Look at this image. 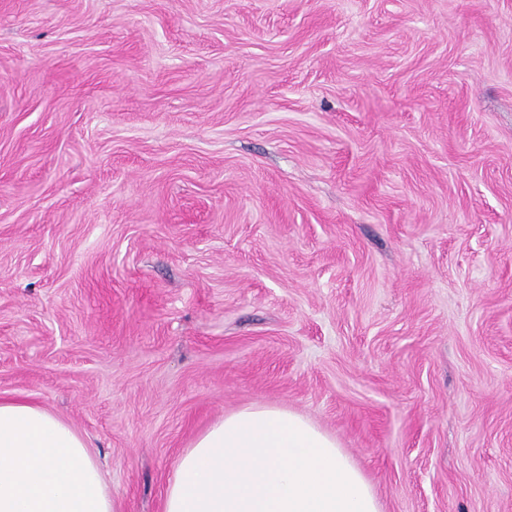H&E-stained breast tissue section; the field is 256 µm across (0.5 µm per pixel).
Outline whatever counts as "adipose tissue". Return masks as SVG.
<instances>
[{
	"label": "adipose tissue",
	"mask_w": 512,
	"mask_h": 512,
	"mask_svg": "<svg viewBox=\"0 0 512 512\" xmlns=\"http://www.w3.org/2000/svg\"><path fill=\"white\" fill-rule=\"evenodd\" d=\"M0 512H113L87 443L37 404L0 400ZM164 512H381L336 440L276 406L239 409L195 438Z\"/></svg>",
	"instance_id": "ef3b65f1"
}]
</instances>
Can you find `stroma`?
I'll return each instance as SVG.
<instances>
[{
  "mask_svg": "<svg viewBox=\"0 0 512 512\" xmlns=\"http://www.w3.org/2000/svg\"><path fill=\"white\" fill-rule=\"evenodd\" d=\"M0 399L115 512L251 405L512 512V0H0Z\"/></svg>",
  "mask_w": 512,
  "mask_h": 512,
  "instance_id": "35a3bbf8",
  "label": "stroma"
}]
</instances>
